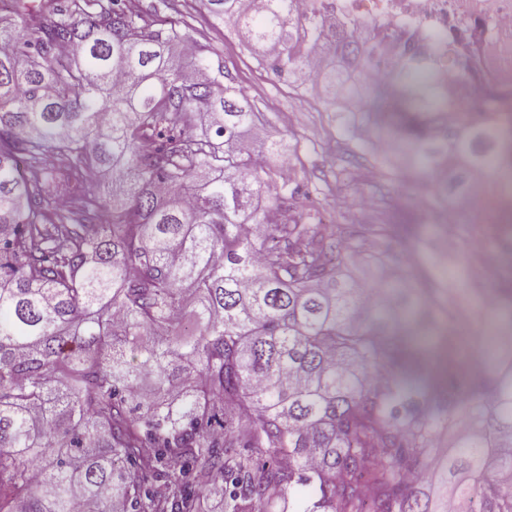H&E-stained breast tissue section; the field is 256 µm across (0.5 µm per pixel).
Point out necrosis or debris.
Here are the masks:
<instances>
[{
	"mask_svg": "<svg viewBox=\"0 0 512 512\" xmlns=\"http://www.w3.org/2000/svg\"><path fill=\"white\" fill-rule=\"evenodd\" d=\"M297 15H316L325 37L357 19L367 43L383 61L374 83L388 81L385 62L431 63L455 114L479 110L492 94L495 111L512 119V0H292ZM459 68L449 69V59Z\"/></svg>",
	"mask_w": 512,
	"mask_h": 512,
	"instance_id": "obj_1",
	"label": "necrosis or debris"
}]
</instances>
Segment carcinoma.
I'll return each mask as SVG.
<instances>
[{"instance_id": "1", "label": "carcinoma", "mask_w": 512, "mask_h": 512, "mask_svg": "<svg viewBox=\"0 0 512 512\" xmlns=\"http://www.w3.org/2000/svg\"><path fill=\"white\" fill-rule=\"evenodd\" d=\"M262 64L322 100L375 110L361 26L325 44L291 0H201ZM0 21V512H512V344L491 394L425 376L378 293L347 275L410 224H324L280 177L284 134L238 145L254 111L224 67L187 65L122 0H14ZM396 70L377 117L436 176L430 207L467 193L502 134L494 113L447 122L448 102ZM208 119L206 136L194 133ZM32 171L20 174L17 159ZM112 184L104 217L103 181ZM50 212L51 197L72 198ZM388 299L411 328L469 318L452 288ZM191 318L200 332L172 340ZM448 438L459 452L444 446Z\"/></svg>"}]
</instances>
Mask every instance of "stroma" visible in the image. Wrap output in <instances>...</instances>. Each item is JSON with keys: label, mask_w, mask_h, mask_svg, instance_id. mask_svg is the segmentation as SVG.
<instances>
[{"label": "stroma", "mask_w": 512, "mask_h": 512, "mask_svg": "<svg viewBox=\"0 0 512 512\" xmlns=\"http://www.w3.org/2000/svg\"><path fill=\"white\" fill-rule=\"evenodd\" d=\"M141 11L155 27L189 20L186 41L175 45L186 59L204 56L221 62L265 122L244 134L245 143L276 132L288 135V152L283 165L293 171V183L307 185L320 204V212L342 224H412L416 231L390 242L402 260L404 276L399 288L411 291L416 303V270L431 273L445 287L458 289L471 311L465 326L469 330L466 348H454L452 357L471 367L481 355L478 340L493 335L499 340L512 336V303L498 301L505 285L512 253L502 248V234L473 229V213L487 203L484 192L453 199L450 208L430 210L418 220L417 202L426 200L433 187L432 177L402 146L385 154L384 165L367 168L334 146L340 133L354 118L349 112H328L315 92L289 87L259 61L253 49L235 41L224 25L215 22L200 0H137ZM342 172L341 195L330 194L324 181Z\"/></svg>", "instance_id": "obj_1"}]
</instances>
